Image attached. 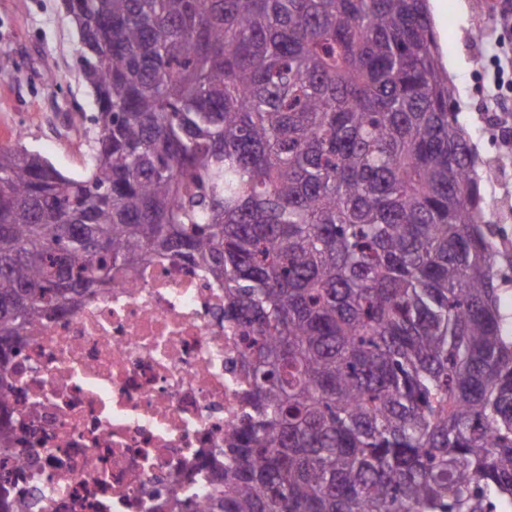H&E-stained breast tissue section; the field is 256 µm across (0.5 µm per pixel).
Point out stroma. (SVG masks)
<instances>
[{
	"instance_id": "obj_1",
	"label": "stroma",
	"mask_w": 512,
	"mask_h": 512,
	"mask_svg": "<svg viewBox=\"0 0 512 512\" xmlns=\"http://www.w3.org/2000/svg\"><path fill=\"white\" fill-rule=\"evenodd\" d=\"M497 0H440L430 18L446 72L455 88L460 121L477 154L483 193L495 223L512 232V153L493 110L491 47L504 34L489 21ZM78 33L63 0H0V145H24L64 174L88 168L96 112L79 76ZM64 74L62 84L47 81Z\"/></svg>"
}]
</instances>
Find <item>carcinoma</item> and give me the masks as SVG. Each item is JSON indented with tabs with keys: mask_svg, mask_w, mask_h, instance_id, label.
Returning <instances> with one entry per match:
<instances>
[{
	"mask_svg": "<svg viewBox=\"0 0 512 512\" xmlns=\"http://www.w3.org/2000/svg\"><path fill=\"white\" fill-rule=\"evenodd\" d=\"M67 10L96 136L82 179L0 146V362L173 259L248 385L205 512H512L503 254L426 0Z\"/></svg>",
	"mask_w": 512,
	"mask_h": 512,
	"instance_id": "1",
	"label": "carcinoma"
}]
</instances>
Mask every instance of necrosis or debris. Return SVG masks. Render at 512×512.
I'll list each match as a JSON object with an SVG mask.
<instances>
[{"label": "necrosis or debris", "mask_w": 512, "mask_h": 512, "mask_svg": "<svg viewBox=\"0 0 512 512\" xmlns=\"http://www.w3.org/2000/svg\"><path fill=\"white\" fill-rule=\"evenodd\" d=\"M224 288L155 260L40 320L0 365L12 444L0 474L26 512H178L242 415Z\"/></svg>", "instance_id": "1"}]
</instances>
